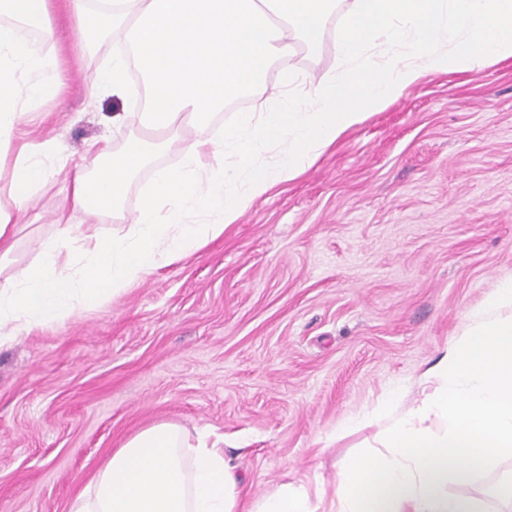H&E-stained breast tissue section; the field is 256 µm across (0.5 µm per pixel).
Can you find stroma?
<instances>
[{"instance_id": "obj_1", "label": "stroma", "mask_w": 512, "mask_h": 512, "mask_svg": "<svg viewBox=\"0 0 512 512\" xmlns=\"http://www.w3.org/2000/svg\"><path fill=\"white\" fill-rule=\"evenodd\" d=\"M342 23L331 17L291 65L337 71ZM31 42L58 58L66 88L15 127L0 186L19 144L59 137L44 158L56 170L91 140L116 149L141 131L112 120L139 89L124 105L88 90L113 40L80 44L55 10ZM62 188L56 176L31 189L0 286L57 236ZM511 278L512 58L428 75L218 239L119 298L0 343V512H69L113 449L160 421L223 436L254 495L295 478L331 487L378 432L340 440L337 428L417 374ZM511 476L512 456L448 490L499 512L495 488Z\"/></svg>"}]
</instances>
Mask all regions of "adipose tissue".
<instances>
[{"instance_id":"obj_1","label":"adipose tissue","mask_w":512,"mask_h":512,"mask_svg":"<svg viewBox=\"0 0 512 512\" xmlns=\"http://www.w3.org/2000/svg\"><path fill=\"white\" fill-rule=\"evenodd\" d=\"M82 42L122 37L121 50L96 72L94 94L124 99L138 66L145 91L139 114L153 139L129 136L118 149L92 142L96 173L74 164L64 209L93 217L121 214L132 179L154 153L184 157L181 170L152 167L153 188L109 238L94 225L59 218L60 233L42 257L0 288V322L51 326L78 305L117 297L160 267L220 237L251 203L297 178L366 115L382 111L430 73L473 71L512 58V0H351L338 38L350 69L313 84L306 103L282 98L275 111L238 113L222 139L185 137L183 122L207 125L225 105L261 89L273 64L280 83L299 44L315 45L336 0H64ZM52 0H0V147L26 114L15 74L34 77L29 102L60 92L56 59L36 53L28 23L46 18ZM56 141L21 147L8 201L0 200V262L12 255L29 189L48 181L42 158ZM78 251L77 266L62 265ZM461 333L416 376L388 387L374 409L384 427L372 454L346 457L333 490L302 479L252 497L223 439L191 443L177 423H154L113 450L71 512H484L448 491L449 480L495 471L512 453V279L473 309ZM420 399L406 413L401 402Z\"/></svg>"}]
</instances>
